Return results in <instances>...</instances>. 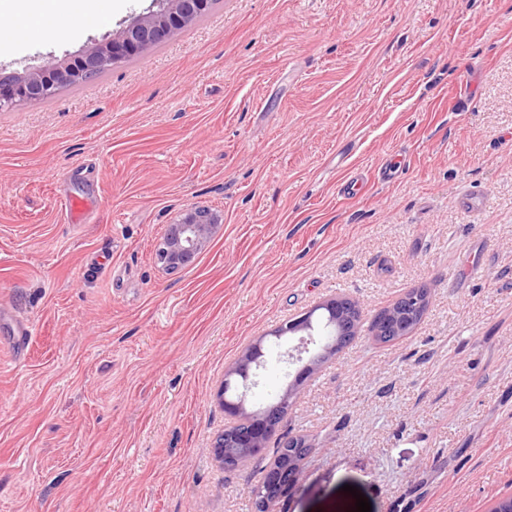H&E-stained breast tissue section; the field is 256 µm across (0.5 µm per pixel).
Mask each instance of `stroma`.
<instances>
[{
	"label": "stroma",
	"mask_w": 512,
	"mask_h": 512,
	"mask_svg": "<svg viewBox=\"0 0 512 512\" xmlns=\"http://www.w3.org/2000/svg\"><path fill=\"white\" fill-rule=\"evenodd\" d=\"M94 0L0 73L156 9ZM360 177L363 189L339 187ZM468 194L482 206L468 212ZM91 199L69 223L64 197ZM224 228L189 267L166 226ZM424 288L411 333L375 315ZM332 297L356 336L296 382L270 332ZM0 512H256L273 457L220 469L224 372L256 340V411L312 450L274 512H494L512 498V0H212L176 37L0 110ZM357 492V493H358ZM223 215L210 208H186L174 224H168L156 250V263L169 273L184 269L223 230Z\"/></svg>",
	"instance_id": "stroma-1"
}]
</instances>
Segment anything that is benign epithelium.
Masks as SVG:
<instances>
[{"label":"benign epithelium","mask_w":512,"mask_h":512,"mask_svg":"<svg viewBox=\"0 0 512 512\" xmlns=\"http://www.w3.org/2000/svg\"><path fill=\"white\" fill-rule=\"evenodd\" d=\"M211 0H164L156 12H149L120 31L95 43L77 55L62 62L22 74L0 75V109H10L22 103L41 101L54 95L59 87L83 81L106 68L117 67L129 57L143 53L151 46L178 34L186 25L204 13ZM223 215L210 208L194 206L185 209L180 218L167 228L156 250V263L165 271L174 273L195 262L196 258L223 230ZM313 311L322 312L336 324L337 335L353 333L359 306L339 298H329ZM381 331L393 330V336L406 335L410 328L395 321L392 311H387L379 320ZM317 328L310 313L287 321L274 329L272 335L298 336L294 350L296 361H302L301 353L307 351L308 341ZM261 342L250 345L235 365L224 374V382L217 391L218 404L224 413L234 420V425H248V429L236 435L232 446L214 442L212 448L215 463L225 469H234L249 458L267 448L268 439L278 422L266 414L247 411L246 395L250 388L253 368L260 367ZM291 462L284 468L272 467L264 482L251 490L258 512H271V505L278 496L301 476L300 462L308 454L309 444L300 437L288 440Z\"/></svg>","instance_id":"benign-epithelium-1"}]
</instances>
